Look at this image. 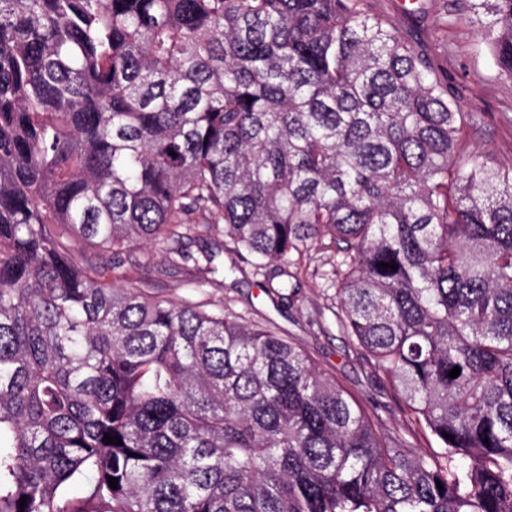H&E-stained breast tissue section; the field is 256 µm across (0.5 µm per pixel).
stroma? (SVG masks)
Listing matches in <instances>:
<instances>
[{"label": "stroma", "instance_id": "stroma-1", "mask_svg": "<svg viewBox=\"0 0 512 512\" xmlns=\"http://www.w3.org/2000/svg\"><path fill=\"white\" fill-rule=\"evenodd\" d=\"M392 2L368 0L373 12L417 36L426 56L447 76L462 109L475 114L476 126L469 135L472 145L488 152L492 160H512V79L498 74L478 27L466 21L461 0H426V16L415 22L398 14ZM148 253L150 267L133 274L131 286L173 300L209 299L223 304L227 315L270 327L301 347L320 370L333 375L378 415L383 432L403 433L408 418L389 384L336 324V290L328 279L340 259L337 248L314 245L308 258L289 265L295 290L287 301L267 294L263 271L255 269L232 241H225L218 259L221 272L203 288L193 287L191 272L175 266L165 250L155 246Z\"/></svg>", "mask_w": 512, "mask_h": 512}]
</instances>
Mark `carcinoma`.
Wrapping results in <instances>:
<instances>
[{"label": "carcinoma", "instance_id": "obj_1", "mask_svg": "<svg viewBox=\"0 0 512 512\" xmlns=\"http://www.w3.org/2000/svg\"><path fill=\"white\" fill-rule=\"evenodd\" d=\"M466 14L512 78V0ZM473 124L364 0H0V512H512V161ZM188 224L258 270L338 244L406 435L273 331L127 287L155 244L208 283Z\"/></svg>", "mask_w": 512, "mask_h": 512}]
</instances>
